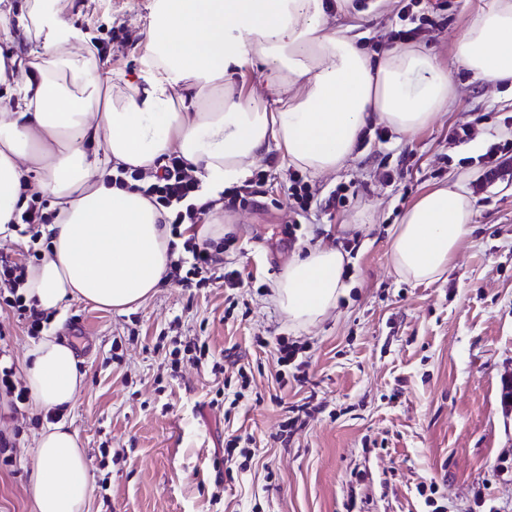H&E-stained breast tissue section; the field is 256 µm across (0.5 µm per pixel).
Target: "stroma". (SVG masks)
<instances>
[{
	"mask_svg": "<svg viewBox=\"0 0 512 512\" xmlns=\"http://www.w3.org/2000/svg\"><path fill=\"white\" fill-rule=\"evenodd\" d=\"M368 52L394 47L408 0H356ZM478 0H446L418 44L451 68L459 93L448 112L409 136L369 133L335 172L304 174L316 191L304 215L288 196L292 170L276 147L253 166L263 180L246 208L213 209L232 225L224 261L244 287H183L165 279L123 313L71 300L45 332L70 345L85 372L66 416L95 484L88 512H512V159L487 178L480 155L512 143V89L489 92L455 69L452 47ZM61 16L102 42L107 67L135 78L154 0H62ZM469 125L467 142L452 129ZM456 181L477 200L475 231L447 272L430 283L400 277L388 261L389 230L426 191ZM350 196L326 208L338 185ZM349 293L322 321L294 328L269 287L297 252L344 246ZM0 330L15 367L34 338L0 298ZM306 344L299 377L280 382L279 337ZM207 342L210 361L174 353ZM120 349H113V340ZM224 365L214 373L213 363ZM238 395L237 405L217 401ZM310 403L304 424L287 409ZM43 419L32 404L0 397V512H34L30 473ZM237 436L250 456L222 462Z\"/></svg>",
	"mask_w": 512,
	"mask_h": 512,
	"instance_id": "stroma-1",
	"label": "stroma"
}]
</instances>
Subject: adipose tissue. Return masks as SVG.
Segmentation results:
<instances>
[{
    "label": "adipose tissue",
    "mask_w": 512,
    "mask_h": 512,
    "mask_svg": "<svg viewBox=\"0 0 512 512\" xmlns=\"http://www.w3.org/2000/svg\"><path fill=\"white\" fill-rule=\"evenodd\" d=\"M60 0H32L26 16L0 13L41 41L39 53L0 51V234L30 196L56 216L51 246L28 268L19 292L37 311L83 299L122 311L154 295L170 264L167 214L140 192L113 186L117 167L154 172L171 154L201 180L204 199L244 181L254 158L276 145L287 166L322 175L351 158L368 121L407 135L447 112L457 95L448 68L417 45L371 56L332 23L352 0H155L148 54L137 80L105 68L85 35L60 16ZM457 67L490 88L512 86V0L469 13L453 43ZM261 65L276 96L238 89ZM475 199L448 184L423 193L402 214L388 259L416 283L438 279L472 233ZM345 255L318 245L293 258L270 300L294 327L320 321L348 288ZM85 374L72 348L51 335L27 353L25 385L35 411L70 410ZM35 512H84L92 474L77 430L47 423L36 440Z\"/></svg>",
    "instance_id": "adipose-tissue-1"
}]
</instances>
